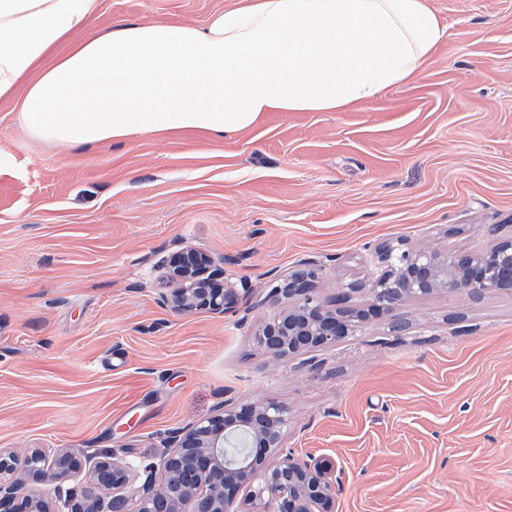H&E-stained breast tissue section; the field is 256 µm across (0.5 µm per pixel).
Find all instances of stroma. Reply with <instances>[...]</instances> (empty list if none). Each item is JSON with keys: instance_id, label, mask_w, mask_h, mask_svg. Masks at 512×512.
I'll list each match as a JSON object with an SVG mask.
<instances>
[{"instance_id": "35a3bbf8", "label": "stroma", "mask_w": 512, "mask_h": 512, "mask_svg": "<svg viewBox=\"0 0 512 512\" xmlns=\"http://www.w3.org/2000/svg\"><path fill=\"white\" fill-rule=\"evenodd\" d=\"M236 0H101L119 22L204 24ZM446 43L424 73L329 112H269L215 140L56 145L0 103V448L158 457L225 397L285 404L284 454L322 461L332 512H512V289L437 292L370 316L311 371L257 326L277 279L367 308L376 250L470 253L512 231V0H428ZM192 248L248 292L179 314L163 264Z\"/></svg>"}]
</instances>
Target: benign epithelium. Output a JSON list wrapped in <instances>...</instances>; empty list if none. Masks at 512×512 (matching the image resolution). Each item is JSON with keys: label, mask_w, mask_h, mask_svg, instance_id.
I'll use <instances>...</instances> for the list:
<instances>
[{"label": "benign epithelium", "mask_w": 512, "mask_h": 512, "mask_svg": "<svg viewBox=\"0 0 512 512\" xmlns=\"http://www.w3.org/2000/svg\"><path fill=\"white\" fill-rule=\"evenodd\" d=\"M379 268L369 280L373 305L391 310L416 296L436 291L477 293L512 288V235L471 254L450 253L402 243L377 249ZM222 270L207 272L204 259L192 248L166 265L169 291L163 300L180 312L235 308L247 289L220 285ZM314 269H303L272 288L273 299L293 301L288 310L256 331L257 348L274 361L307 356L333 347L354 332L361 311L325 305L315 293ZM288 424V407L263 400L238 406L224 401L222 411L172 433L158 461L136 466L104 456L83 477L80 491L55 487V498L33 497L23 491V479L55 483L81 469L83 453L63 448L49 456L34 448L24 455L0 450V512H326L339 492L330 466L300 461L291 455L266 463L262 451L281 447ZM249 434L259 454L239 463L225 457L227 441ZM139 482L133 495L125 489ZM245 492L237 503L239 491Z\"/></svg>", "instance_id": "1"}]
</instances>
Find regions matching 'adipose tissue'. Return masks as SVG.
I'll use <instances>...</instances> for the list:
<instances>
[{
  "instance_id": "obj_1",
  "label": "adipose tissue",
  "mask_w": 512,
  "mask_h": 512,
  "mask_svg": "<svg viewBox=\"0 0 512 512\" xmlns=\"http://www.w3.org/2000/svg\"><path fill=\"white\" fill-rule=\"evenodd\" d=\"M100 0H0V101L58 145L225 137L268 112H327L419 77L447 39L427 0H241L200 26L120 23Z\"/></svg>"
}]
</instances>
